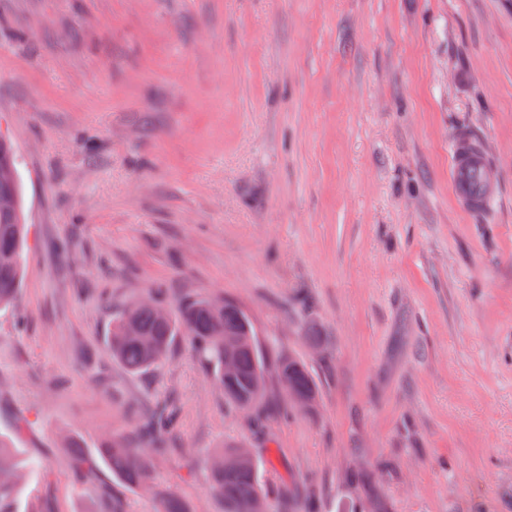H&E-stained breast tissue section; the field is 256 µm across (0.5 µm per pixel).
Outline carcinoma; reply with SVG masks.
Returning <instances> with one entry per match:
<instances>
[{
  "mask_svg": "<svg viewBox=\"0 0 512 512\" xmlns=\"http://www.w3.org/2000/svg\"><path fill=\"white\" fill-rule=\"evenodd\" d=\"M12 172L10 191L15 208L0 212V311L14 305L21 288L23 253L26 246V224L23 222V186L18 174V158L12 139L0 135V170ZM154 305L132 301L112 315L106 340L112 360L133 374L147 372L171 355L177 337L191 338L199 361L210 371L224 392V400L234 408L248 411L250 422L262 423V410L267 405V356L258 342L250 347L234 346L233 336H256L248 315L234 302L186 295L179 301L177 314L160 318L156 307L165 302L163 291L153 289ZM231 347L237 372L234 378H224V348ZM275 380L286 399L295 395L318 396L317 385L307 365L300 359L280 357L275 365ZM179 409L165 405L143 416V430L157 437L146 451L131 447L120 437L102 440L97 453L78 449L72 454L71 465L76 479L84 483L100 466L112 471L126 487L136 490L146 485L154 461L172 452L170 441L177 429ZM237 449L219 447L213 450V460L227 458V468L211 467L214 493L224 501V512H250L253 501L261 499L274 507L275 500L260 474L259 459L235 460ZM19 471L12 439L0 434V512H16V485L12 477ZM160 512H192L190 504L174 493L159 495Z\"/></svg>",
  "mask_w": 512,
  "mask_h": 512,
  "instance_id": "1",
  "label": "carcinoma"
}]
</instances>
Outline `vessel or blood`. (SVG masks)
<instances>
[{
  "label": "vessel or blood",
  "instance_id": "1",
  "mask_svg": "<svg viewBox=\"0 0 512 512\" xmlns=\"http://www.w3.org/2000/svg\"><path fill=\"white\" fill-rule=\"evenodd\" d=\"M453 190L459 204L470 211H481L489 207L495 197L494 184L490 177V161L478 141L467 146L453 145Z\"/></svg>",
  "mask_w": 512,
  "mask_h": 512
}]
</instances>
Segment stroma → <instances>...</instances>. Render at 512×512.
Listing matches in <instances>:
<instances>
[{"instance_id": "1", "label": "stroma", "mask_w": 512, "mask_h": 512, "mask_svg": "<svg viewBox=\"0 0 512 512\" xmlns=\"http://www.w3.org/2000/svg\"><path fill=\"white\" fill-rule=\"evenodd\" d=\"M464 130L481 212L450 186ZM0 133L29 227L0 313L18 512H158L108 468L77 485L65 439L142 447L167 399L153 480L194 512H224L220 444L314 512H512V0H0ZM158 284L240 305L315 406L257 437L186 338L128 374L112 312ZM461 138L450 149L453 159V190L459 204L470 211L489 207L496 192L490 177V161L483 146L474 138L461 149ZM275 380L286 400L293 395L309 396L313 402L318 396L317 385L307 365L300 359L280 357L275 365ZM179 409L175 405H165L143 415V430L154 436L171 437L177 429Z\"/></svg>"}]
</instances>
